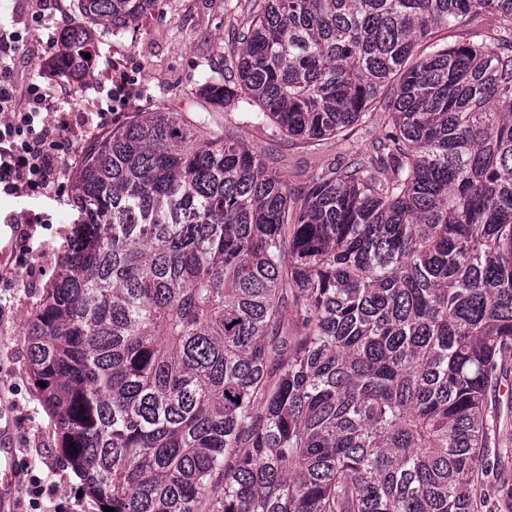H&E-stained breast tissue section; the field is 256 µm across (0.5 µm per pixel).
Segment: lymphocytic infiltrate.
Instances as JSON below:
<instances>
[{
    "label": "lymphocytic infiltrate",
    "mask_w": 512,
    "mask_h": 512,
    "mask_svg": "<svg viewBox=\"0 0 512 512\" xmlns=\"http://www.w3.org/2000/svg\"><path fill=\"white\" fill-rule=\"evenodd\" d=\"M15 56L0 52V194L38 195L60 187L76 143L100 136L138 92V78L122 64L108 72L107 89L96 103V126H70L56 109L49 88L31 82L18 87Z\"/></svg>",
    "instance_id": "obj_1"
}]
</instances>
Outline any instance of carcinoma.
Wrapping results in <instances>:
<instances>
[{"label":"carcinoma","mask_w":512,"mask_h":512,"mask_svg":"<svg viewBox=\"0 0 512 512\" xmlns=\"http://www.w3.org/2000/svg\"><path fill=\"white\" fill-rule=\"evenodd\" d=\"M90 26L155 0H72ZM191 117L140 112L73 180L29 371L95 512H512V0H258ZM460 32L448 42L444 31ZM368 154L286 180L211 108ZM45 386H39V383Z\"/></svg>","instance_id":"obj_1"}]
</instances>
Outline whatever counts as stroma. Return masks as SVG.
<instances>
[{"mask_svg":"<svg viewBox=\"0 0 512 512\" xmlns=\"http://www.w3.org/2000/svg\"><path fill=\"white\" fill-rule=\"evenodd\" d=\"M254 0H158L152 13L115 31L98 25L93 31L95 66L87 75L63 77L53 72V52L45 39L29 30L32 0H0V29L23 39L16 54L19 84L36 81L49 87L57 109L68 113L72 98L94 97L96 83L112 64L121 62L141 73L142 90L121 114L162 106L195 110L199 91L217 80L221 47L238 41L247 28ZM220 128L239 130L283 175L292 193L301 194L310 179L345 155L363 151L386 132L380 122L354 127L348 138L315 143L291 140L271 127H254L246 111L227 107L212 113ZM72 179L64 177L56 193L44 196H0V261L18 259L16 272L0 279V410L6 439L14 450L17 479L10 512H93L82 483L62 456L27 365L25 333L35 307L60 271L73 235ZM42 213L44 224L16 229L9 217Z\"/></svg>","mask_w":512,"mask_h":512,"instance_id":"1","label":"stroma"}]
</instances>
